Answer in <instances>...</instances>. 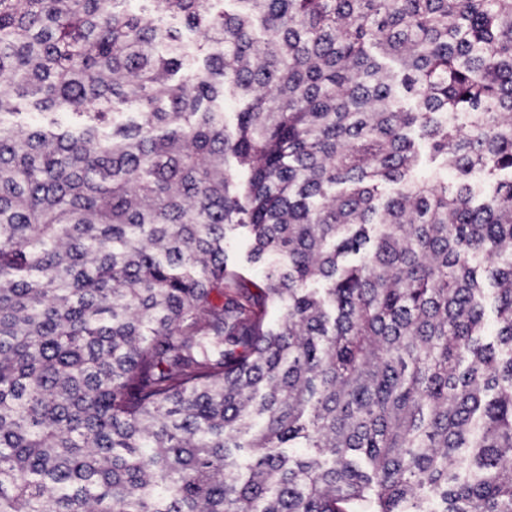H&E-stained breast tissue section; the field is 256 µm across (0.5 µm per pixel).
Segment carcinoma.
Returning <instances> with one entry per match:
<instances>
[{"label":"carcinoma","mask_w":512,"mask_h":512,"mask_svg":"<svg viewBox=\"0 0 512 512\" xmlns=\"http://www.w3.org/2000/svg\"><path fill=\"white\" fill-rule=\"evenodd\" d=\"M127 3L0 0V512H512V0ZM225 250L229 257V265L240 269L247 280L261 284L264 273L261 268L253 267L247 263V243L242 238L231 239L225 243Z\"/></svg>","instance_id":"carcinoma-1"}]
</instances>
